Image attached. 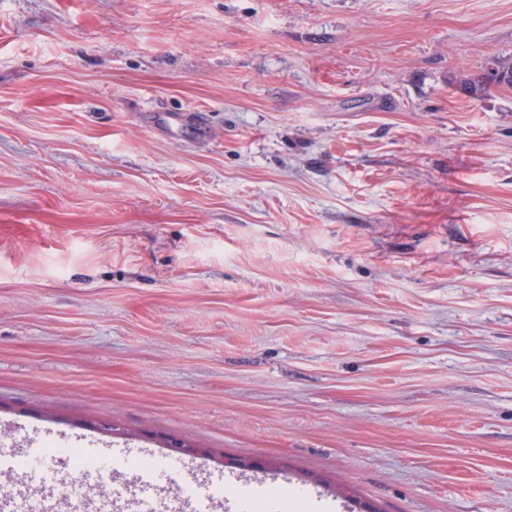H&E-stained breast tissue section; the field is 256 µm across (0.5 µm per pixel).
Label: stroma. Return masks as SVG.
Wrapping results in <instances>:
<instances>
[{
    "label": "stroma",
    "instance_id": "stroma-1",
    "mask_svg": "<svg viewBox=\"0 0 512 512\" xmlns=\"http://www.w3.org/2000/svg\"><path fill=\"white\" fill-rule=\"evenodd\" d=\"M495 58L512 0H0V496L512 512ZM495 86L512 87L511 60L495 61L478 76L462 79L458 89L470 97L479 98Z\"/></svg>",
    "mask_w": 512,
    "mask_h": 512
}]
</instances>
